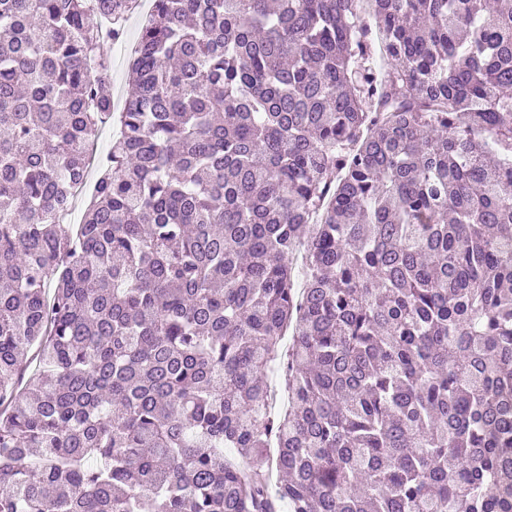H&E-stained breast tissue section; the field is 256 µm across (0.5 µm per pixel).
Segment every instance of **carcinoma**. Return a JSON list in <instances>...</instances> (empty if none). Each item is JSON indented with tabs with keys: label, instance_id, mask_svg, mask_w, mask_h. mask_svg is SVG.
Masks as SVG:
<instances>
[{
	"label": "carcinoma",
	"instance_id": "obj_1",
	"mask_svg": "<svg viewBox=\"0 0 512 512\" xmlns=\"http://www.w3.org/2000/svg\"><path fill=\"white\" fill-rule=\"evenodd\" d=\"M131 2L0 0V512H512V0ZM140 18H132L126 27V34L124 39L127 40L128 48L124 55L120 58L116 54V45H111L109 42L105 43L102 47L103 52L110 58L112 62V78H111V86H112V102L114 104V109L116 112H119L121 108L117 109L116 106V91H121L123 101H125V94L127 88V74H128V59L131 53V50L134 46L137 32H138V23Z\"/></svg>",
	"mask_w": 512,
	"mask_h": 512
}]
</instances>
